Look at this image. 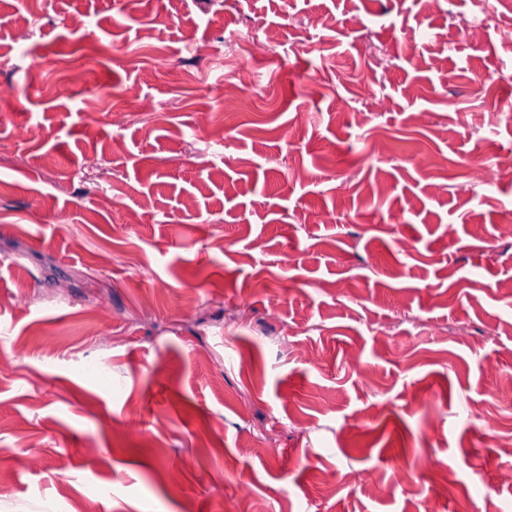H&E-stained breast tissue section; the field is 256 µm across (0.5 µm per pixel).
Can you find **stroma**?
Listing matches in <instances>:
<instances>
[{"label":"stroma","instance_id":"35a3bbf8","mask_svg":"<svg viewBox=\"0 0 512 512\" xmlns=\"http://www.w3.org/2000/svg\"><path fill=\"white\" fill-rule=\"evenodd\" d=\"M471 10L0 0V512H512V13Z\"/></svg>","mask_w":512,"mask_h":512}]
</instances>
